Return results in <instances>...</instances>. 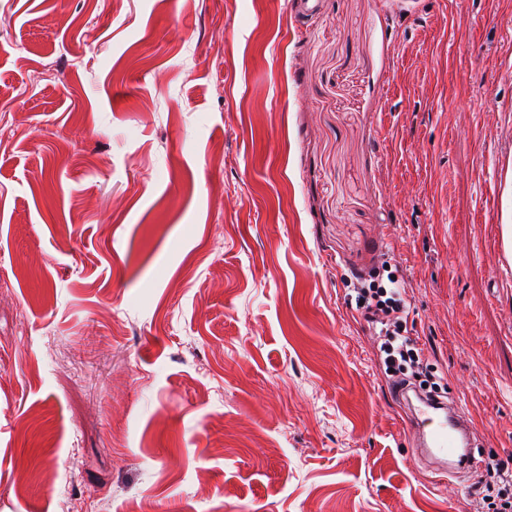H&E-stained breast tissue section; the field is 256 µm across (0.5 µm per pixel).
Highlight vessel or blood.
<instances>
[{"label":"vessel or blood","instance_id":"b4317fda","mask_svg":"<svg viewBox=\"0 0 512 512\" xmlns=\"http://www.w3.org/2000/svg\"><path fill=\"white\" fill-rule=\"evenodd\" d=\"M398 397L406 408L415 453L438 482L445 484L481 468L472 425L454 402L414 400L404 391Z\"/></svg>","mask_w":512,"mask_h":512}]
</instances>
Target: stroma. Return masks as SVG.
Segmentation results:
<instances>
[{"mask_svg": "<svg viewBox=\"0 0 512 512\" xmlns=\"http://www.w3.org/2000/svg\"><path fill=\"white\" fill-rule=\"evenodd\" d=\"M511 170L512 0H0V512H486L344 295L512 457ZM500 222L502 224L503 240L506 253L510 258L512 250V181L510 178V171L506 181V186L503 191V203ZM385 265H389V268H385ZM397 273L398 268L395 266L392 270L390 261H382L370 270L369 279L363 278L364 282L360 281L349 289L354 294L347 293L345 302L380 337V360L385 373L394 378V387L397 390L414 388L426 398L438 401L440 395L435 383L428 384L430 374L427 372L429 365L425 362L424 348L418 347V341L410 336L413 331L408 327L410 305ZM360 300H363V305H360ZM414 367H417L416 371ZM409 370L411 375L404 378Z\"/></svg>", "mask_w": 512, "mask_h": 512, "instance_id": "obj_1", "label": "stroma"}]
</instances>
